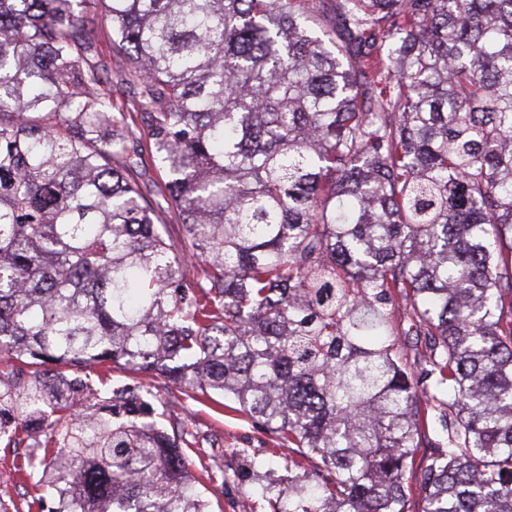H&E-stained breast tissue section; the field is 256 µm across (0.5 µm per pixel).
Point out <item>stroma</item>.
<instances>
[{
    "instance_id": "stroma-1",
    "label": "stroma",
    "mask_w": 512,
    "mask_h": 512,
    "mask_svg": "<svg viewBox=\"0 0 512 512\" xmlns=\"http://www.w3.org/2000/svg\"><path fill=\"white\" fill-rule=\"evenodd\" d=\"M151 384L159 393L155 407L162 413L163 423L196 437L190 458L207 466L212 474L204 483L209 512H240L247 502L254 505L255 512H269L267 502L255 494L254 481L240 480L239 474L260 462L271 479L285 484L288 463L277 439L256 420L225 408L223 399L188 401L163 378H152ZM27 453V448L0 444V512H38L32 503L35 479L19 466Z\"/></svg>"
}]
</instances>
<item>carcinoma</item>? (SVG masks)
I'll return each instance as SVG.
<instances>
[{"instance_id":"carcinoma-1","label":"carcinoma","mask_w":512,"mask_h":512,"mask_svg":"<svg viewBox=\"0 0 512 512\" xmlns=\"http://www.w3.org/2000/svg\"><path fill=\"white\" fill-rule=\"evenodd\" d=\"M505 279L512 0H0V440L50 512H207L141 374L292 452L272 512H512ZM87 20L94 21L95 27L98 31V50L100 54L107 58L109 64L112 65V84L114 91L117 90L115 96L128 102L132 99L133 90H130L126 85L121 84V77L127 69V62L123 57L117 56L112 52V61L110 55V41L112 38V27L108 21L103 19L98 12H89Z\"/></svg>"}]
</instances>
